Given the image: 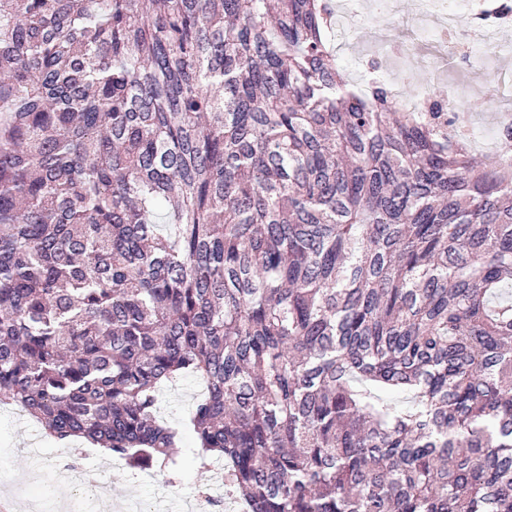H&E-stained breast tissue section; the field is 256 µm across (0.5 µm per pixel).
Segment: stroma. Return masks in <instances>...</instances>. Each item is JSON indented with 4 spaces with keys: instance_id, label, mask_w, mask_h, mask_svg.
<instances>
[{
    "instance_id": "obj_1",
    "label": "stroma",
    "mask_w": 512,
    "mask_h": 512,
    "mask_svg": "<svg viewBox=\"0 0 512 512\" xmlns=\"http://www.w3.org/2000/svg\"><path fill=\"white\" fill-rule=\"evenodd\" d=\"M414 3L397 0L394 11L365 15L349 35L336 39L345 79L366 71L370 60L367 48L375 39L411 44L406 21L415 11ZM428 53L426 46H418L413 62L405 63L397 79L400 98H413L421 90L435 98L455 93L461 112L470 116L474 129L493 136L495 118L512 107V88L495 77L493 62L472 66L458 57L444 73L433 75L422 64ZM201 390V382L191 375L163 386L158 394L161 417L181 421ZM173 453L179 471L172 479L156 468L134 469L114 458L101 457L92 448L78 457L72 447L46 438L32 418L0 408V498L14 505L15 512H68L78 492L74 474L85 470L93 471L99 484L88 503L90 512H102L107 506L112 512H134L141 503L156 505L158 512H190L188 504L198 491L212 486L213 472L200 467L191 436H184Z\"/></svg>"
}]
</instances>
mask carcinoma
Masks as SVG:
<instances>
[{
	"mask_svg": "<svg viewBox=\"0 0 512 512\" xmlns=\"http://www.w3.org/2000/svg\"><path fill=\"white\" fill-rule=\"evenodd\" d=\"M331 14L0 0V406L171 476L189 431L242 512H512V126L345 82ZM202 383L194 376L186 375L163 386L158 394L160 416L170 422H179L193 408Z\"/></svg>",
	"mask_w": 512,
	"mask_h": 512,
	"instance_id": "cac0c4a2",
	"label": "carcinoma"
}]
</instances>
